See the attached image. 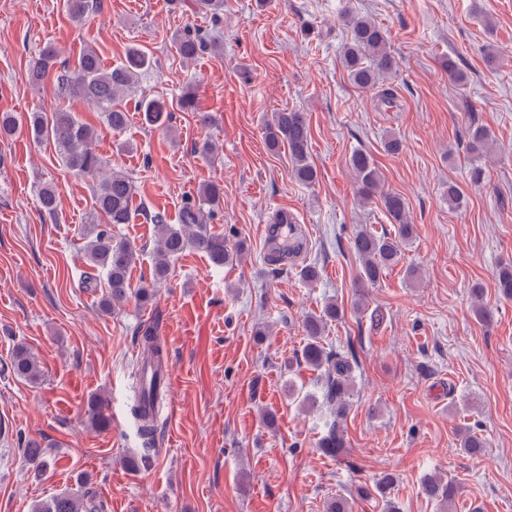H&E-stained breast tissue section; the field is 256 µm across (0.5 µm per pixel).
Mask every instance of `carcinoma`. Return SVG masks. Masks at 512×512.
Wrapping results in <instances>:
<instances>
[{
  "mask_svg": "<svg viewBox=\"0 0 512 512\" xmlns=\"http://www.w3.org/2000/svg\"><path fill=\"white\" fill-rule=\"evenodd\" d=\"M194 10L219 21L224 16V0H193ZM69 18L81 22L92 8L90 0H64ZM350 28V41L343 50V65L350 81L359 88L377 91L381 100L391 104L395 98L392 87L379 88L384 79L394 74L397 61L387 49L384 31L374 21L344 13ZM214 47L208 33L188 30L177 37V51L185 61H192L203 52ZM153 59L142 49L131 46L123 58L114 65L103 63L97 52L83 50L74 66L61 59L56 47L49 45L34 59L30 79L39 83L53 76L62 95L83 100L94 106L101 114L103 123L115 133L122 132L128 122V112L121 106L120 98L129 94L139 78L152 69ZM186 112L197 113L203 126L212 122V116L200 110L194 92L187 90L179 100ZM138 111L150 125L171 121V110L165 100L144 96L138 101ZM20 119L11 112L0 114V138L8 139L15 134ZM28 132L35 140L46 138L53 142L62 165L69 171L92 182V211L95 222L84 225L81 236L85 240L81 249L84 270L79 287L105 288L98 301L101 312L110 315L121 310L131 298L148 303L152 300L151 286L134 288L130 279V268L139 260L135 246L112 236V227L128 224L133 211L134 184L131 177L114 168L96 152L95 131L82 122L76 113L61 108L45 118L40 112H32L26 118ZM265 139L268 146L277 150L284 146L292 164L295 177L306 184L317 179V171L309 161L310 127L305 113L295 109H281L264 118ZM491 145V135L483 127L470 130L469 152L476 164L471 169L473 183H481L484 171L477 162L485 159ZM350 167L355 173L359 193L366 199L378 197L388 219L395 224V235H377L361 228L350 242V247L360 261L357 288L358 297H364V289L379 282L383 272L395 266L400 257V244L409 242L415 235L414 224L408 215L406 199L395 191L383 189L380 170L370 154L356 150L350 156ZM39 204L44 212L53 215L57 211L58 189L53 185L39 190ZM223 192L217 184H206L197 195L185 199L178 216V223L169 224L159 212L149 215L156 227L153 247V279H166L172 259L186 249L204 252L216 266L232 264L242 260L246 245L239 240L232 244L227 238L212 231L209 221L222 208ZM496 284L502 298L512 301V264L499 268ZM473 313L477 320L485 321L489 310L482 303L483 288L476 285L471 291ZM341 309L334 303L325 305L319 314L306 317L304 330L307 341L301 357L309 367L320 371L322 403L331 410V420L318 441V447L330 456L339 454L346 447L344 424L350 408L349 399L355 387L354 372L359 368L357 357L352 352L328 350L323 346L327 321L337 319ZM140 344L158 361L164 360V350L158 342V325L155 323L137 329ZM10 371L14 376L38 384L44 377L43 366L38 356L23 344L16 345L10 360ZM147 366L139 362L133 371L137 382V394L131 405V414L137 422L138 435L142 439L144 462L150 461V452L155 448L161 432V416L155 411L159 399L161 380L158 367H153V376H146ZM108 404L95 396L88 402V423L95 430H103L110 423ZM462 450L470 455H481L487 444L475 431L468 429L460 442ZM26 459L39 473L51 467L50 457L36 441L30 440L24 448ZM396 480L395 474L384 472L373 487L360 486L357 494L371 498L378 494L386 499L388 512H399L387 495ZM425 495L445 509L452 504L457 488L440 476L427 475L423 480ZM31 512H104V504L97 492L89 486V479L78 482L75 489L61 492L45 501H37Z\"/></svg>",
  "mask_w": 512,
  "mask_h": 512,
  "instance_id": "1",
  "label": "carcinoma"
}]
</instances>
